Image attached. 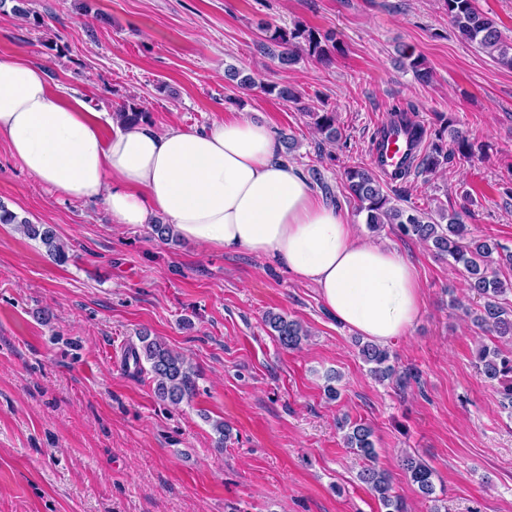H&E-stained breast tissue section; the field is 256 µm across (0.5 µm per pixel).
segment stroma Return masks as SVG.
Masks as SVG:
<instances>
[{"label": "stroma", "instance_id": "stroma-1", "mask_svg": "<svg viewBox=\"0 0 512 512\" xmlns=\"http://www.w3.org/2000/svg\"><path fill=\"white\" fill-rule=\"evenodd\" d=\"M12 7L0 0V58L36 61L94 111L133 94L160 129L237 118L293 137L286 161L318 170L322 197L362 237L413 262L423 307L387 345L419 383L378 381L358 333L312 285L244 249L113 223L102 204L58 196L0 141V203L51 227L68 252L57 262L0 224V512H383L337 428L344 415L371 426L377 464L410 512H431L433 498L406 475L407 453L433 469L447 512H512V407L478 363L500 338L464 315L480 300L462 274L391 225L369 229L345 180L371 171L400 206L464 212L475 234L512 248V68L461 38L443 0H28L27 19ZM297 22L333 33L330 64L286 68L260 51L267 25ZM405 51L424 59L429 82L402 66ZM230 67L256 86L227 79ZM284 83L299 103L267 93ZM322 110L341 132L327 152L309 117ZM395 111L452 124L480 150L390 180L369 147ZM270 311L299 321L307 341L283 349ZM143 332L192 365L190 401H160L128 360ZM217 421L231 429L220 450Z\"/></svg>", "mask_w": 512, "mask_h": 512}]
</instances>
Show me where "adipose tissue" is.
I'll list each match as a JSON object with an SVG mask.
<instances>
[{
    "instance_id": "obj_1",
    "label": "adipose tissue",
    "mask_w": 512,
    "mask_h": 512,
    "mask_svg": "<svg viewBox=\"0 0 512 512\" xmlns=\"http://www.w3.org/2000/svg\"><path fill=\"white\" fill-rule=\"evenodd\" d=\"M0 140L61 197L103 203L116 224L163 218L206 249H246L317 288L343 324L379 344L422 309L413 264L358 236L294 165L270 129L231 119L202 132L121 127L50 85L40 66L0 59Z\"/></svg>"
}]
</instances>
